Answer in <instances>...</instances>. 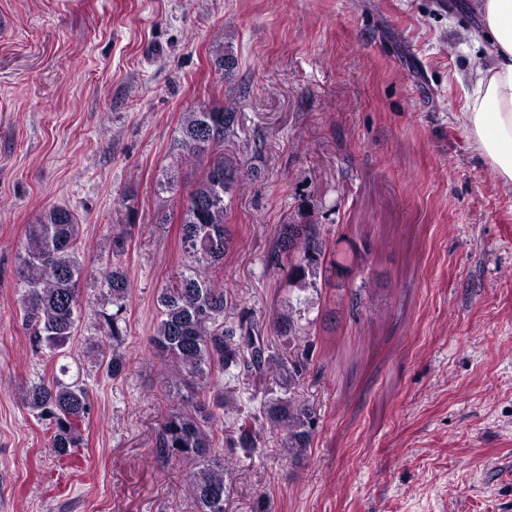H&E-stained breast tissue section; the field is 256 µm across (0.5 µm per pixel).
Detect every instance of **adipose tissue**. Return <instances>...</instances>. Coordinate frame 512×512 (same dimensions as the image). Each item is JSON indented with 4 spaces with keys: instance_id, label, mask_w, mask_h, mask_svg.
<instances>
[{
    "instance_id": "1",
    "label": "adipose tissue",
    "mask_w": 512,
    "mask_h": 512,
    "mask_svg": "<svg viewBox=\"0 0 512 512\" xmlns=\"http://www.w3.org/2000/svg\"><path fill=\"white\" fill-rule=\"evenodd\" d=\"M479 18L474 34L485 56L474 73V89L462 119L476 151L497 178L512 183V0H471Z\"/></svg>"
}]
</instances>
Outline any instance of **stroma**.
<instances>
[{"instance_id":"obj_1","label":"stroma","mask_w":512,"mask_h":512,"mask_svg":"<svg viewBox=\"0 0 512 512\" xmlns=\"http://www.w3.org/2000/svg\"><path fill=\"white\" fill-rule=\"evenodd\" d=\"M464 0H0V512H195L184 463L154 453L178 386L149 345L181 265L183 113L236 106L228 162L237 242L217 285L268 329L296 296L265 265L309 205L334 261L303 315L316 340L298 392L317 433L297 466L276 436L234 450L229 512H512V184L460 112L477 63ZM227 37L229 80L212 67ZM78 215L81 318L64 359L35 350L15 272L29 224ZM136 210L123 375L88 358L99 273ZM92 411L75 462L21 389L60 364ZM259 415L271 378L213 376Z\"/></svg>"}]
</instances>
